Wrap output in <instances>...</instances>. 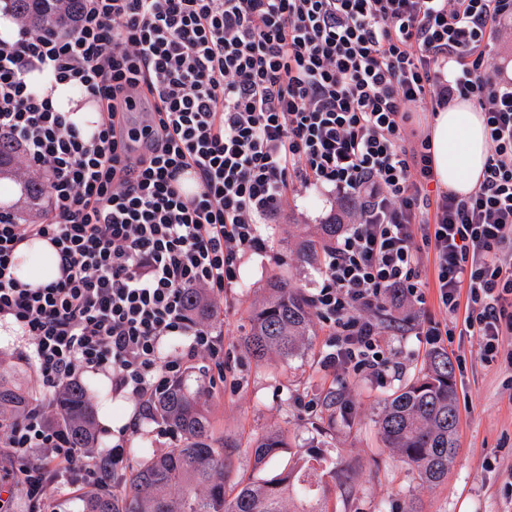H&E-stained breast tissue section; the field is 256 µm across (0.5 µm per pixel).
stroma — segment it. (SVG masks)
<instances>
[{
	"label": "stroma",
	"instance_id": "obj_1",
	"mask_svg": "<svg viewBox=\"0 0 512 512\" xmlns=\"http://www.w3.org/2000/svg\"><path fill=\"white\" fill-rule=\"evenodd\" d=\"M341 207L334 193L307 190L289 197L276 223L268 225L266 252L247 256L242 284L224 296V314L212 327L230 350L223 385H210L207 409L216 437L234 453L230 480L272 474L319 459L325 472L329 512H512V368L486 361L479 337L447 323L436 298L425 307L382 317L388 369L384 376L322 368L330 338L313 321L291 361H256L243 337L252 309L280 278L304 294L320 287L321 262L299 256L302 241L316 238L320 224ZM447 323L442 345L456 364L458 453L442 484L423 483L415 470L387 448L378 420L391 395L421 373L432 352L420 334L427 320ZM28 345L0 324V362L19 371L38 394L39 379ZM315 399L314 411L302 403ZM282 432L287 446L265 468L254 459L257 441Z\"/></svg>",
	"mask_w": 512,
	"mask_h": 512
}]
</instances>
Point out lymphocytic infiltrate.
<instances>
[{"label": "lymphocytic infiltrate", "instance_id": "1", "mask_svg": "<svg viewBox=\"0 0 512 512\" xmlns=\"http://www.w3.org/2000/svg\"><path fill=\"white\" fill-rule=\"evenodd\" d=\"M512 0H83L73 28L17 24L0 40V137L39 174L38 221L0 213V320L28 342L42 393L0 444V512H46L51 483L121 488L132 419L98 462L82 461L46 414L51 394L87 373L150 413L195 360L223 369L213 315L264 251L265 220L290 193L331 188L356 218L323 251L309 304L329 331L325 368L382 374L377 314L435 288L450 321L512 366V77L494 62ZM100 118L69 122L58 86ZM481 112L490 153L468 194L434 188L419 110L456 100ZM196 173L185 205L180 172ZM56 248L61 276L33 288L14 275L27 240ZM431 275L423 277L422 262Z\"/></svg>", "mask_w": 512, "mask_h": 512}]
</instances>
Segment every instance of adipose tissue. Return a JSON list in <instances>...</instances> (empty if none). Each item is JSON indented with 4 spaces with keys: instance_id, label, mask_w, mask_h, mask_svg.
Masks as SVG:
<instances>
[{
    "instance_id": "obj_1",
    "label": "adipose tissue",
    "mask_w": 512,
    "mask_h": 512,
    "mask_svg": "<svg viewBox=\"0 0 512 512\" xmlns=\"http://www.w3.org/2000/svg\"><path fill=\"white\" fill-rule=\"evenodd\" d=\"M437 180L443 189L464 195L479 182L487 158V140L479 112L470 102L456 101L440 110L428 128ZM15 273L31 287L60 275L55 248L33 239L18 246Z\"/></svg>"
}]
</instances>
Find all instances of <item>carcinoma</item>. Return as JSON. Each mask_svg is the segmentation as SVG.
I'll return each instance as SVG.
<instances>
[{
    "label": "carcinoma",
    "instance_id": "1",
    "mask_svg": "<svg viewBox=\"0 0 512 512\" xmlns=\"http://www.w3.org/2000/svg\"><path fill=\"white\" fill-rule=\"evenodd\" d=\"M82 0H0V9L22 19L31 29L70 26ZM19 186L28 216L43 207L38 176L22 165L18 146L0 138V189ZM343 228L340 217L320 225V237L300 249L303 259L317 253V245L330 242ZM311 309L298 289L281 279L271 281L267 298L252 311L244 343L257 361L276 356L289 361L308 336ZM455 375L448 353L436 351L424 372L395 392L379 419L388 447L430 485L448 478L455 461ZM94 382L86 380L60 389L55 396L56 418L65 425L68 441L76 448H96L101 442L95 429V406L90 396ZM206 387H191L186 378L171 380L154 399L159 422L176 436L175 445L157 453L147 443L130 449L136 461L118 493L87 492L82 512H328L324 473L307 462L270 477L240 478L227 485V462L234 452L216 443L205 405ZM28 392L14 372L0 364V431L20 416ZM284 447L283 435L270 433L255 448L263 465Z\"/></svg>",
    "mask_w": 512,
    "mask_h": 512
}]
</instances>
